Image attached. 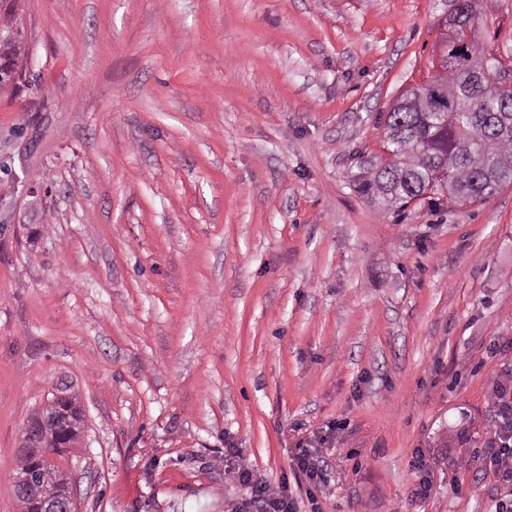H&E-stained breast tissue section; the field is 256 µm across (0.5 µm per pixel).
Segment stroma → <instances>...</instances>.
Here are the masks:
<instances>
[{
  "label": "stroma",
  "instance_id": "stroma-1",
  "mask_svg": "<svg viewBox=\"0 0 512 512\" xmlns=\"http://www.w3.org/2000/svg\"><path fill=\"white\" fill-rule=\"evenodd\" d=\"M512 64V0H480ZM432 0H19L0 89V512L62 381L74 512H486L512 371V186L383 212L355 182L430 80ZM344 421L331 433L330 421ZM316 448L323 481L297 482ZM236 448L240 457L229 456ZM427 478L429 491L413 489ZM461 493H453V485ZM21 54L22 41L19 43L0 42V89H2V85L6 86L15 80ZM233 479L250 489V504L255 512H297L296 504L287 487L271 489L263 480L254 478L253 470L245 463H238L229 471Z\"/></svg>",
  "mask_w": 512,
  "mask_h": 512
}]
</instances>
